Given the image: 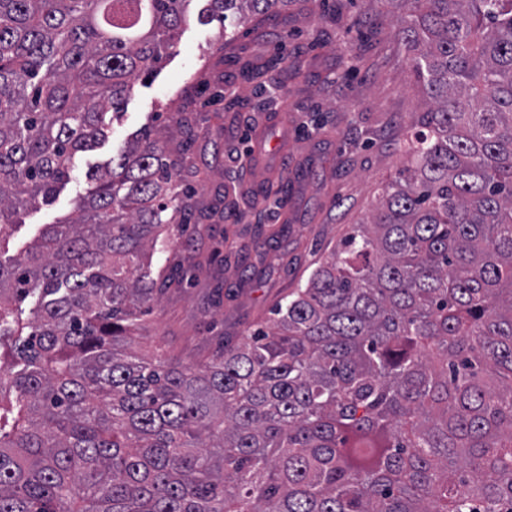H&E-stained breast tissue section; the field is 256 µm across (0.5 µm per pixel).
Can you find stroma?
Listing matches in <instances>:
<instances>
[{"mask_svg":"<svg viewBox=\"0 0 512 512\" xmlns=\"http://www.w3.org/2000/svg\"><path fill=\"white\" fill-rule=\"evenodd\" d=\"M201 7L193 0L176 52L134 81L108 139L76 155L56 200L13 228L9 251H24L43 225L69 215L87 171L144 127L191 113L196 170L183 173L182 184L198 212L155 251L152 270L167 274L195 258L205 266L191 287L160 296L134 348L148 359L204 364L226 339L268 320L354 225L370 222L422 99L388 0H295L275 16L237 23L229 42L219 22L198 21ZM247 65L267 69L274 99L256 95ZM267 180L288 189L278 215L242 200L243 221L206 220L225 190L243 196Z\"/></svg>","mask_w":512,"mask_h":512,"instance_id":"1","label":"stroma"}]
</instances>
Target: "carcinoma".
I'll return each mask as SVG.
<instances>
[{"label": "carcinoma", "mask_w": 512, "mask_h": 512, "mask_svg": "<svg viewBox=\"0 0 512 512\" xmlns=\"http://www.w3.org/2000/svg\"><path fill=\"white\" fill-rule=\"evenodd\" d=\"M191 2L0 0V244L107 138ZM208 2L224 23L290 0ZM393 2L424 101L409 165L213 361L128 351L182 282L151 258L193 210L187 117L0 260V512H512V0Z\"/></svg>", "instance_id": "1"}]
</instances>
